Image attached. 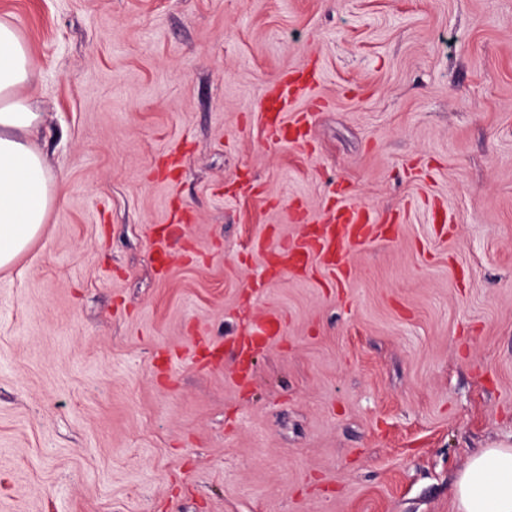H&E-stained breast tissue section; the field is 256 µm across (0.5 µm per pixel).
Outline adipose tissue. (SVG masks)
Returning <instances> with one entry per match:
<instances>
[{
	"label": "adipose tissue",
	"instance_id": "adipose-tissue-1",
	"mask_svg": "<svg viewBox=\"0 0 512 512\" xmlns=\"http://www.w3.org/2000/svg\"><path fill=\"white\" fill-rule=\"evenodd\" d=\"M33 75L16 30L0 23V268L39 236L56 200L52 177L30 137L39 115L18 98ZM457 512H512V445L482 449L455 484Z\"/></svg>",
	"mask_w": 512,
	"mask_h": 512
}]
</instances>
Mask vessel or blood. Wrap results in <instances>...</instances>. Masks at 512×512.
I'll use <instances>...</instances> for the list:
<instances>
[{
  "label": "vessel or blood",
  "mask_w": 512,
  "mask_h": 512,
  "mask_svg": "<svg viewBox=\"0 0 512 512\" xmlns=\"http://www.w3.org/2000/svg\"><path fill=\"white\" fill-rule=\"evenodd\" d=\"M317 81L316 71L298 67L278 74L267 82L261 107L265 132L269 139L282 141L288 135L304 136L308 112H301L294 119H286L289 105L305 96ZM374 222L369 213L359 207L343 205L330 211L314 240L285 245L279 253L278 271L285 274L298 267L307 266L312 258L325 260L333 272H341L339 256L345 245L361 243L372 237Z\"/></svg>",
  "instance_id": "obj_1"
}]
</instances>
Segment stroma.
I'll use <instances>...</instances> for the list:
<instances>
[{
  "label": "stroma",
  "mask_w": 512,
  "mask_h": 512,
  "mask_svg": "<svg viewBox=\"0 0 512 512\" xmlns=\"http://www.w3.org/2000/svg\"><path fill=\"white\" fill-rule=\"evenodd\" d=\"M0 22L58 197L0 270V512H455L469 458L512 444V0H0ZM302 64L322 106L271 142L263 87ZM340 204L377 229L344 278L275 276L295 210Z\"/></svg>",
  "instance_id": "35a3bbf8"
}]
</instances>
